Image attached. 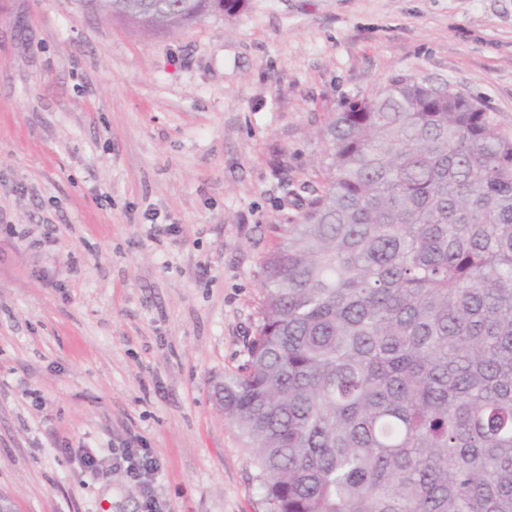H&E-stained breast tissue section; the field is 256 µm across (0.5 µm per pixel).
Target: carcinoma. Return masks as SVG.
Segmentation results:
<instances>
[{
	"label": "carcinoma",
	"mask_w": 512,
	"mask_h": 512,
	"mask_svg": "<svg viewBox=\"0 0 512 512\" xmlns=\"http://www.w3.org/2000/svg\"><path fill=\"white\" fill-rule=\"evenodd\" d=\"M80 3L170 34L239 0ZM318 135L247 364L213 388L267 512H512V132L398 75Z\"/></svg>",
	"instance_id": "1"
}]
</instances>
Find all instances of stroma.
Segmentation results:
<instances>
[{"mask_svg":"<svg viewBox=\"0 0 512 512\" xmlns=\"http://www.w3.org/2000/svg\"><path fill=\"white\" fill-rule=\"evenodd\" d=\"M399 74L512 130V0H248L146 36L0 0V495L15 512H265L211 398L316 130ZM132 447L159 469L114 467ZM102 462L82 467L78 452Z\"/></svg>","mask_w":512,"mask_h":512,"instance_id":"35a3bbf8","label":"stroma"}]
</instances>
